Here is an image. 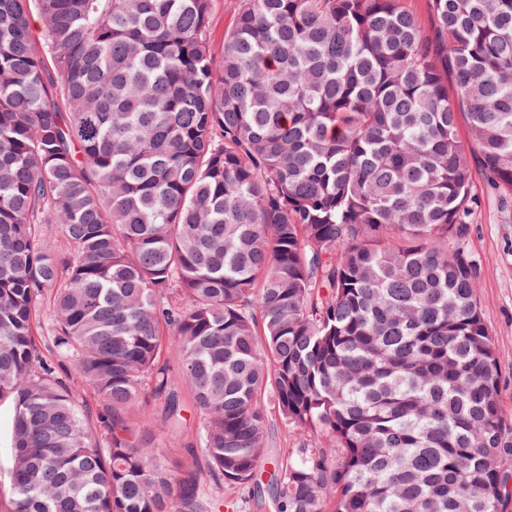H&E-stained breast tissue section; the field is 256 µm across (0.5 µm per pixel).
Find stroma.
Returning a JSON list of instances; mask_svg holds the SVG:
<instances>
[{"instance_id":"1","label":"stroma","mask_w":512,"mask_h":512,"mask_svg":"<svg viewBox=\"0 0 512 512\" xmlns=\"http://www.w3.org/2000/svg\"><path fill=\"white\" fill-rule=\"evenodd\" d=\"M472 193L477 205L464 245L479 263L477 295L502 355L499 393L505 425L512 434V193L493 187L479 175L473 180ZM126 417L140 438L161 448L172 463L204 471L206 462L196 446L201 416L193 403H186L184 425L175 435L167 432L158 407L135 406ZM267 421L268 454L282 448H319L326 444L325 438L287 426L275 408H268Z\"/></svg>"}]
</instances>
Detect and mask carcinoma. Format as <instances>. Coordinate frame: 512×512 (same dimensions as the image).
<instances>
[{
  "mask_svg": "<svg viewBox=\"0 0 512 512\" xmlns=\"http://www.w3.org/2000/svg\"><path fill=\"white\" fill-rule=\"evenodd\" d=\"M213 7L0 0L5 512H224L267 462L277 512H500L462 241L475 175L512 193V0H239L218 54ZM173 360L203 476L123 417L182 428ZM265 397L335 447L266 460ZM12 410L8 403H2L0 405V471L2 477L0 480V512H1V501L2 510L6 506L8 500V486H7V472L10 464V423H11Z\"/></svg>",
  "mask_w": 512,
  "mask_h": 512,
  "instance_id": "cac0c4a2",
  "label": "carcinoma"
}]
</instances>
